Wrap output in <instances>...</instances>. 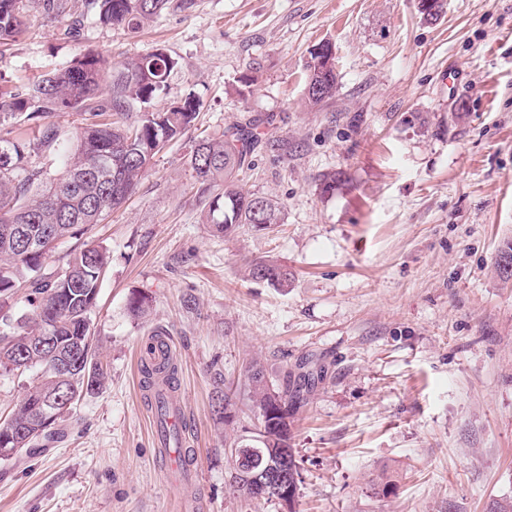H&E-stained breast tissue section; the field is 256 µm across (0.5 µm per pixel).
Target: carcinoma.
Masks as SVG:
<instances>
[{"instance_id":"carcinoma-1","label":"carcinoma","mask_w":512,"mask_h":512,"mask_svg":"<svg viewBox=\"0 0 512 512\" xmlns=\"http://www.w3.org/2000/svg\"><path fill=\"white\" fill-rule=\"evenodd\" d=\"M98 21L135 32L143 22L171 4V0H91ZM23 0H0V46L22 33ZM178 61L158 49L146 56L110 66L86 54L23 88L0 87V128L24 122L31 134H0V372H23L38 367L24 396L8 421L0 424V448H21L34 454L49 447L58 434L59 420L70 415L66 404L49 423L35 414L41 400L67 395L73 402L100 389L107 378L91 341V311L96 303L109 257L98 246L72 254L65 265L45 271L48 253L65 238L98 224L133 193L136 181L151 160L184 135L198 117L202 102L193 93L162 109L153 103L167 92L168 79ZM337 74L310 52L306 92L312 105L336 93ZM136 118H129L133 109ZM83 116L76 143L60 139L47 122L54 112ZM257 125L233 127L219 138L200 139L187 158L195 174L198 195L206 206L207 223L218 237H229L247 225L269 229L282 221V206L269 198L244 193L237 177L249 166ZM51 149L64 159L55 178L41 181V171L29 166L32 154ZM252 278L278 288L291 285L293 273L275 263L250 265ZM27 293L28 310L20 315L8 303L15 290ZM67 362L58 367L48 352L33 349L46 335ZM144 389L157 381L170 386L177 367L170 360L142 369ZM323 375L303 381L283 372L277 388H270L264 369L251 365L247 387L261 418L257 443L238 448L261 449L256 468L272 464L289 474L297 472L290 445V418ZM237 491L251 500L272 498L268 487L235 475Z\"/></svg>"}]
</instances>
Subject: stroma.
I'll return each mask as SVG.
<instances>
[{
  "mask_svg": "<svg viewBox=\"0 0 512 512\" xmlns=\"http://www.w3.org/2000/svg\"><path fill=\"white\" fill-rule=\"evenodd\" d=\"M70 2L74 37L25 0L24 33L0 51L12 86L85 52L161 49L179 66L155 107L191 92L204 106L126 203L49 254L50 268L87 245L110 255L91 314L108 381L55 448L0 460V512H283L234 489L231 445L259 426L254 361L273 385L302 361L325 368L291 425L295 512H492L512 497V278L496 267L512 241V0H446L434 20L418 0H195L135 33ZM325 41L338 85L312 106L306 63ZM255 120L238 185L277 199L283 222L214 236L188 155ZM256 261L287 266L291 287L252 279ZM156 330L178 365L180 485L138 372Z\"/></svg>",
  "mask_w": 512,
  "mask_h": 512,
  "instance_id": "obj_1",
  "label": "stroma"
}]
</instances>
